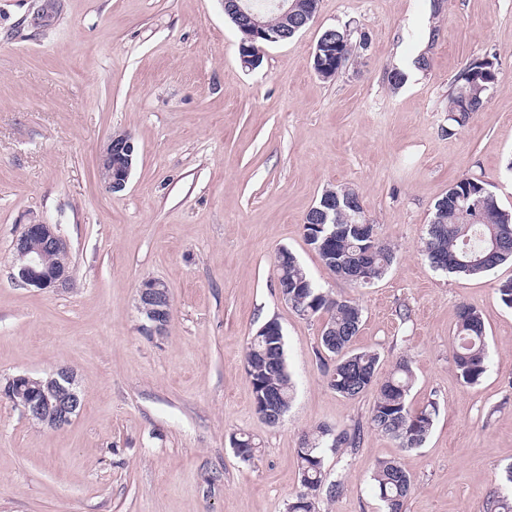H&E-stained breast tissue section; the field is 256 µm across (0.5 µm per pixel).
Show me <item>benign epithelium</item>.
<instances>
[{"mask_svg": "<svg viewBox=\"0 0 512 512\" xmlns=\"http://www.w3.org/2000/svg\"><path fill=\"white\" fill-rule=\"evenodd\" d=\"M224 12L236 18L241 33L239 55L246 67L259 64L263 46L285 38L310 21L316 14V0H294L291 5L280 4L284 15L291 17L289 27L278 32L267 28L260 14L239 4L238 0H222ZM57 4L54 0H43L35 23L50 25L56 18ZM344 41L336 38V30L327 29L326 41L317 45L313 53V69L324 75L336 69L344 54ZM122 158V163L112 164V156ZM136 147L132 137L125 133L113 134L103 147L100 155V169L106 172L105 185L111 193L126 188ZM354 212V219L362 225H369L364 207L359 199L345 194L325 197L311 208L304 223L323 234L327 250L336 248V216L347 211ZM15 269L14 279L25 288L37 290L63 289L71 285L70 268L67 264H50L49 255L69 254V245L60 234L58 225L33 222L24 225L21 234L13 244ZM171 298L166 284L158 279L143 281L137 289V308L151 323L149 331L163 332L169 320ZM1 393L15 397L14 403L30 419L36 418L49 427L68 425L81 408L80 391L75 383L74 373L61 368L44 378L18 375L7 380Z\"/></svg>", "mask_w": 512, "mask_h": 512, "instance_id": "benign-epithelium-1", "label": "benign epithelium"}]
</instances>
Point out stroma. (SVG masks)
Returning a JSON list of instances; mask_svg holds the SVG:
<instances>
[{"label": "stroma", "instance_id": "35a3bbf8", "mask_svg": "<svg viewBox=\"0 0 512 512\" xmlns=\"http://www.w3.org/2000/svg\"><path fill=\"white\" fill-rule=\"evenodd\" d=\"M41 3L0 0V383L64 366L83 405L52 428L0 394V512H286L301 489L299 440L319 425L358 434L326 454L343 488L321 512H383L371 479L382 459L412 478L405 512H486L512 494V308L497 293L512 262L458 276L422 254L435 203L462 177L512 213V0H319L254 68L221 0H60L54 23L37 27ZM331 27L348 31L353 56L325 80L312 54ZM484 58L496 73L487 100L452 125L448 91ZM400 59L407 80L395 90L387 75ZM118 132L138 152L113 194L99 158ZM341 185L396 252L364 288L334 276L304 237L306 213ZM34 221L67 239L70 288L13 279L14 239ZM282 248L361 306L353 347L380 354L379 378L409 361L412 406H437L422 447L371 427L373 394L328 387L324 318L282 300ZM145 278L171 297L159 335L136 308ZM463 303L486 330L473 386L453 359ZM271 320L295 387L276 425L255 410L245 361ZM240 434L257 445L251 461L232 445Z\"/></svg>", "mask_w": 512, "mask_h": 512}]
</instances>
